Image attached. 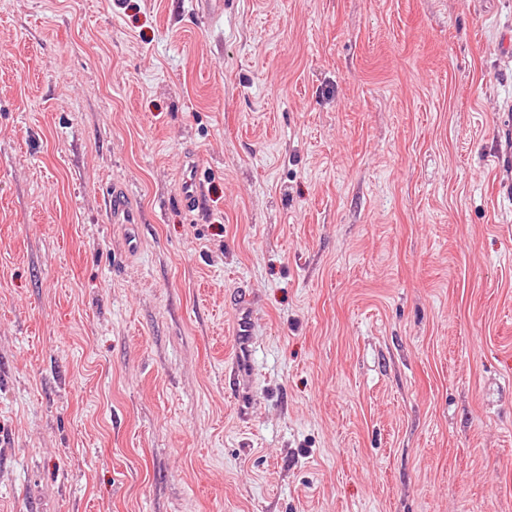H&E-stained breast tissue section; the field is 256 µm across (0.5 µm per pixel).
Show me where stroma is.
Instances as JSON below:
<instances>
[{"instance_id":"obj_1","label":"stroma","mask_w":512,"mask_h":512,"mask_svg":"<svg viewBox=\"0 0 512 512\" xmlns=\"http://www.w3.org/2000/svg\"><path fill=\"white\" fill-rule=\"evenodd\" d=\"M509 35L512 0H0V512H512ZM180 198L187 209L195 210L200 207L203 199V185L199 177L198 165L192 167L184 178ZM109 207L112 212V220L116 224H125L129 230L130 241L134 242L137 240L135 228L137 227L136 214L129 210L123 191L120 188H112V194L109 196ZM237 305L239 309V317L234 327V336L236 339V350L231 360V367L225 377H229V384L233 386L240 385V378L246 375L249 370L250 356L248 351L249 336H251L250 323L248 317V299L246 295H239L237 297Z\"/></svg>"}]
</instances>
